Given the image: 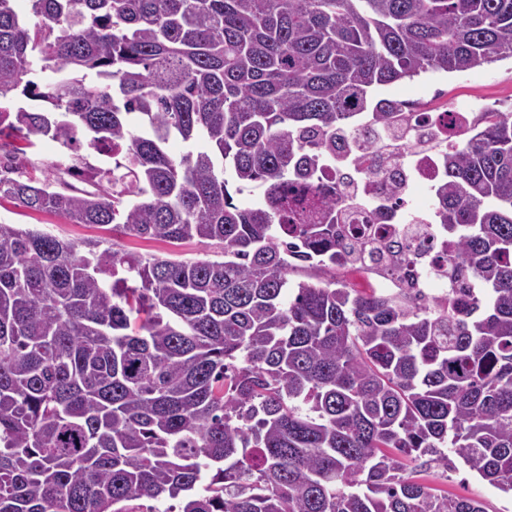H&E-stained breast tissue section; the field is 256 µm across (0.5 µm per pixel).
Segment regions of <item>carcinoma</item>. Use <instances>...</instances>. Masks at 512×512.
Wrapping results in <instances>:
<instances>
[{"label":"carcinoma","mask_w":512,"mask_h":512,"mask_svg":"<svg viewBox=\"0 0 512 512\" xmlns=\"http://www.w3.org/2000/svg\"><path fill=\"white\" fill-rule=\"evenodd\" d=\"M512 58V0H0V142L81 141L94 192L0 173V200L185 261L0 222V512H487L512 494V112L440 144V263L469 299L357 290L376 234L320 163L377 90ZM48 104L18 106V96ZM189 145L178 159L165 145ZM258 184L263 204L233 194ZM299 269L307 279L293 281ZM174 500L161 511L141 499ZM117 242L125 250L137 251L143 255L156 254L167 255L175 254L174 258L181 260H198V259H216L213 249L205 246V244L194 239L192 241L182 243H168L160 240H144L134 237H121ZM447 478L430 475L433 483L444 489L448 488L450 494L475 498L483 501L488 512H512V498L501 492L487 481L472 475L462 466L455 472L448 471Z\"/></svg>","instance_id":"cac0c4a2"}]
</instances>
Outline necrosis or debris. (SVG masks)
Returning a JSON list of instances; mask_svg holds the SVG:
<instances>
[{
	"label": "necrosis or debris",
	"instance_id": "4bbe7bcc",
	"mask_svg": "<svg viewBox=\"0 0 512 512\" xmlns=\"http://www.w3.org/2000/svg\"><path fill=\"white\" fill-rule=\"evenodd\" d=\"M476 118L467 106H452L448 111L423 113L402 127L399 149L394 155L370 153L377 134L369 124L356 122L346 131L343 149L336 153V163L323 173L324 184L337 191L359 197L355 223L373 225L388 240H402L408 245L409 260L400 273L383 276L392 288H409L419 296L444 297L448 282L436 272L440 252L438 237L431 228L432 208L411 210L408 201L415 186L433 187L439 171V157L424 148V140L452 136L463 144ZM398 174V200H391L386 169Z\"/></svg>",
	"mask_w": 512,
	"mask_h": 512
}]
</instances>
